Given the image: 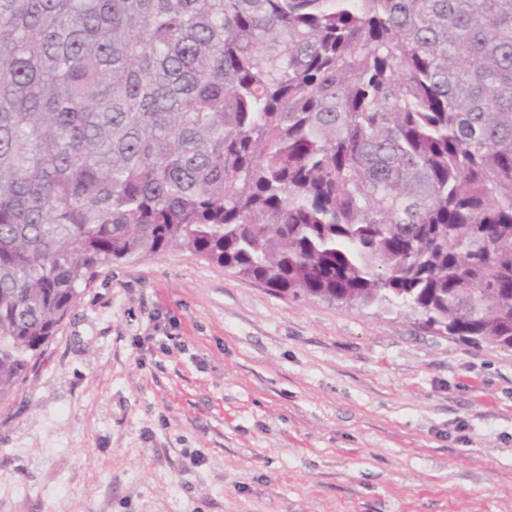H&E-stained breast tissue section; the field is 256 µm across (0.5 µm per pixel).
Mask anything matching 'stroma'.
<instances>
[{
  "label": "stroma",
  "instance_id": "35a3bbf8",
  "mask_svg": "<svg viewBox=\"0 0 512 512\" xmlns=\"http://www.w3.org/2000/svg\"><path fill=\"white\" fill-rule=\"evenodd\" d=\"M0 512H512V351L116 262L0 400Z\"/></svg>",
  "mask_w": 512,
  "mask_h": 512
}]
</instances>
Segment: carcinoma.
<instances>
[{"label":"carcinoma","mask_w":512,"mask_h":512,"mask_svg":"<svg viewBox=\"0 0 512 512\" xmlns=\"http://www.w3.org/2000/svg\"><path fill=\"white\" fill-rule=\"evenodd\" d=\"M172 250L512 350V0H0V397Z\"/></svg>","instance_id":"1"}]
</instances>
